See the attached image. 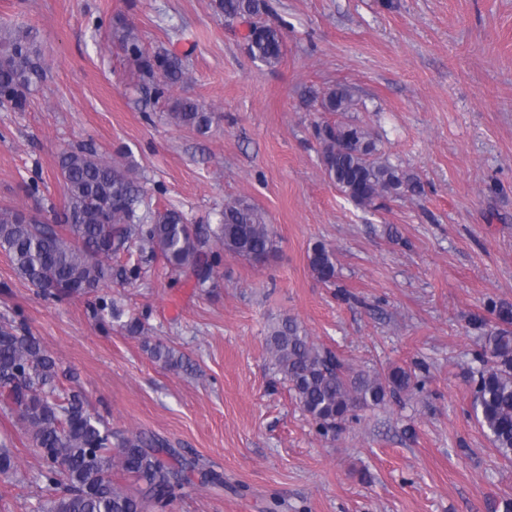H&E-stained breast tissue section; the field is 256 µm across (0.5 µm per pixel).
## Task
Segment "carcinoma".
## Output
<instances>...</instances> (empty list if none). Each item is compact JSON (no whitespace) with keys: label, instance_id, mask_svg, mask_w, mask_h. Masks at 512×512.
<instances>
[{"label":"carcinoma","instance_id":"1","mask_svg":"<svg viewBox=\"0 0 512 512\" xmlns=\"http://www.w3.org/2000/svg\"><path fill=\"white\" fill-rule=\"evenodd\" d=\"M213 9L226 21L247 25L245 39L253 59L267 66L280 63L285 41L280 27L267 20L269 0H213ZM117 41L156 97L169 96L187 81L183 60L167 50L144 51L134 26L122 23ZM44 77L37 30L18 26L0 32V105L25 111ZM359 105L341 84L320 98L323 111L342 116L315 125L327 177L363 208L419 191L406 171L382 158L366 127L347 117ZM169 117L175 125L200 133L213 121L205 105L190 98L175 101ZM57 168L64 191L62 209L0 208V252L9 257L16 275L45 298L99 292L112 279V256L133 245L141 258L161 256L171 270L192 275L200 288L216 274V246L256 265L275 251L273 225L245 197L225 202L214 226L188 224L175 209L159 211L152 223L140 224L137 210L143 193L133 166L114 165L93 144L83 143L62 152ZM307 260L319 281L335 283L332 248L316 243ZM488 309L497 322L476 319L483 330V354L476 370L473 411L493 447L512 463V306L492 302ZM266 349L283 382L324 436L341 432L357 411L381 406L415 385L414 373L403 366L372 374L351 369L335 352L316 345L294 317L271 322ZM149 350L154 360L173 370L184 367L183 358L170 347L155 344ZM57 376L56 360L30 334L21 315L0 323V404L16 415L38 450L37 479L55 489L39 503L38 512L163 510L193 475L202 485L220 481V475L200 466L198 459L185 457L154 435L112 430L88 409L81 393L60 396ZM114 469L142 486L133 491L118 483L112 478ZM16 472L13 452L1 444L0 475Z\"/></svg>","mask_w":512,"mask_h":512}]
</instances>
